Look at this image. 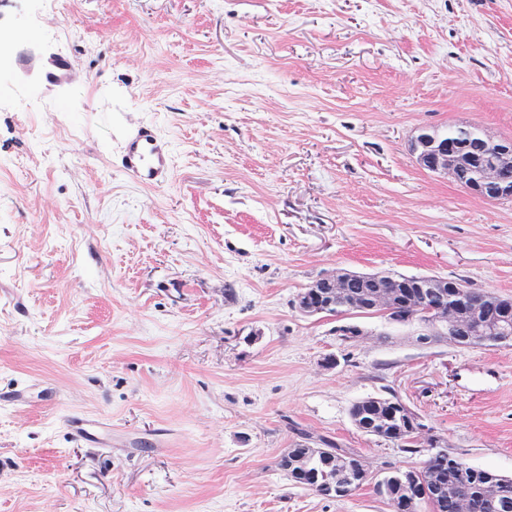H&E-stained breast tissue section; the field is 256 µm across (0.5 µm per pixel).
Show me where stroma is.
Segmentation results:
<instances>
[{
	"label": "stroma",
	"mask_w": 512,
	"mask_h": 512,
	"mask_svg": "<svg viewBox=\"0 0 512 512\" xmlns=\"http://www.w3.org/2000/svg\"><path fill=\"white\" fill-rule=\"evenodd\" d=\"M23 27L70 72L0 74V512H391L374 481L422 458L357 429L370 396L512 476V344L370 315L344 341L292 306L339 268L512 297V200L410 153L512 138V0H0ZM146 124L164 187L121 168ZM327 441L369 474L341 500L279 466ZM109 426L107 421L81 416L70 417L67 421V427L74 441L101 447L107 445L104 434Z\"/></svg>",
	"instance_id": "1"
}]
</instances>
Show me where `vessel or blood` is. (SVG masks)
Wrapping results in <instances>:
<instances>
[{
    "instance_id": "obj_1",
    "label": "vessel or blood",
    "mask_w": 512,
    "mask_h": 512,
    "mask_svg": "<svg viewBox=\"0 0 512 512\" xmlns=\"http://www.w3.org/2000/svg\"><path fill=\"white\" fill-rule=\"evenodd\" d=\"M122 169L142 184L161 187L172 175L170 152L152 125L141 126L122 155ZM67 427L74 441L101 446L107 421L81 416L70 417Z\"/></svg>"
}]
</instances>
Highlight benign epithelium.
<instances>
[{
	"mask_svg": "<svg viewBox=\"0 0 512 512\" xmlns=\"http://www.w3.org/2000/svg\"><path fill=\"white\" fill-rule=\"evenodd\" d=\"M418 165L429 172L455 176L456 170L469 166L471 181L465 190L488 201L512 199V139L480 137L473 145L439 137L426 128L419 130L412 142ZM295 308L305 316H317L330 309L336 318L363 310H373L388 322L417 323L423 328L421 340L433 336L465 346L470 343L494 345L512 341L507 326L512 324V298L491 292L476 293L439 276H422L412 281L396 279L385 272L359 273L339 268L302 289L296 296ZM405 422L413 436L423 430L417 415L408 407L389 411L383 417L372 413L357 416L359 430L370 435H383L394 419ZM431 464L437 470L467 469L463 459L450 456L435 443L427 448ZM348 472L330 454L317 456L313 487L328 489L337 495H348L366 481L365 468L353 464ZM403 487L407 495L392 500L394 512H415L426 502L428 485L406 470H397L376 484V493L391 497L392 487ZM482 497L492 508L503 502L497 481L488 480L481 487Z\"/></svg>",
	"mask_w": 512,
	"mask_h": 512,
	"instance_id": "1",
	"label": "benign epithelium"
}]
</instances>
